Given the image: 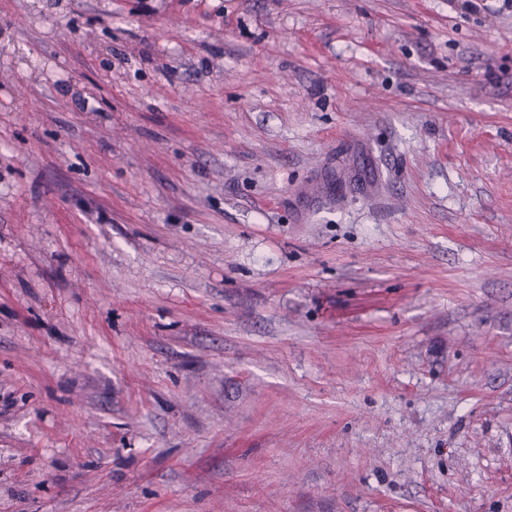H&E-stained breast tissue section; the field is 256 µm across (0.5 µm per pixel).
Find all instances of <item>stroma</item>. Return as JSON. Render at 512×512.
Returning a JSON list of instances; mask_svg holds the SVG:
<instances>
[{
	"label": "stroma",
	"mask_w": 512,
	"mask_h": 512,
	"mask_svg": "<svg viewBox=\"0 0 512 512\" xmlns=\"http://www.w3.org/2000/svg\"><path fill=\"white\" fill-rule=\"evenodd\" d=\"M0 512H512V8L0 0Z\"/></svg>",
	"instance_id": "1"
}]
</instances>
